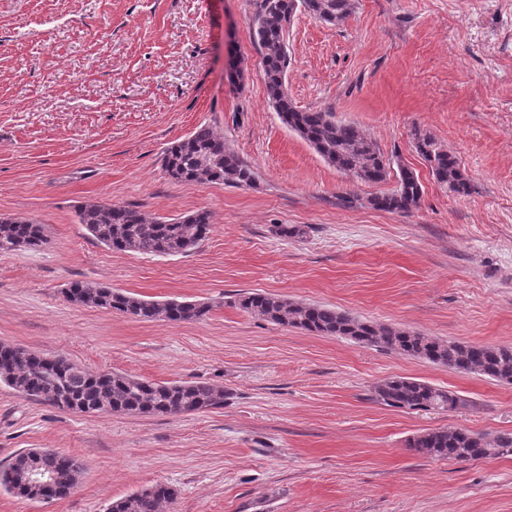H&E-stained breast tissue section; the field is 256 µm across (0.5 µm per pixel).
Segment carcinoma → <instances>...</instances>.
I'll use <instances>...</instances> for the list:
<instances>
[{
  "instance_id": "1",
  "label": "carcinoma",
  "mask_w": 512,
  "mask_h": 512,
  "mask_svg": "<svg viewBox=\"0 0 512 512\" xmlns=\"http://www.w3.org/2000/svg\"><path fill=\"white\" fill-rule=\"evenodd\" d=\"M299 9L322 23L336 25L351 15L354 0H255L253 37L262 53L269 102L280 120L327 162L364 182H383L390 176L392 161L371 138L352 124L336 119L328 108L302 110L288 98L286 34L291 17ZM414 146L435 180L449 192L458 196L474 192L457 156L433 137L417 132ZM163 167L177 182L210 181L234 187H249L254 182L251 168L206 125L198 126L187 138L169 147ZM421 196L418 178L400 164L396 191L375 196L369 203L379 210L406 213L418 205ZM77 216L78 222L100 244L156 256L187 253L198 247L211 230V215L205 210L168 221L148 218L129 206L91 203L82 206ZM45 243L44 225L32 219L0 217V253L36 250ZM64 295L74 304L119 311L148 322L197 320L209 312L206 304L158 303L107 285L80 281L72 282ZM237 306L278 325L347 338L383 351L426 359L461 373L478 372L512 385V347L436 340L391 325H376L332 307L294 302L272 294L242 293ZM0 382L37 402L86 414H99L104 406L110 405L114 414L171 416L222 407L225 397L224 389L206 382L158 384L112 371L91 373L65 358H51L4 343H0ZM375 397L388 407L411 411L454 410L461 403L445 390L404 377L377 385ZM408 447L427 457L478 461L512 455V432L501 433L489 441L464 429H434L410 440ZM25 454L23 450L10 459L0 472V481L17 497L32 500L34 495L28 489L14 485L9 478ZM38 455L42 470L59 477L56 489L47 497L66 495L80 474L79 460L46 448L38 449ZM174 497L172 488L156 484L112 502L109 512H158L161 502Z\"/></svg>"
}]
</instances>
